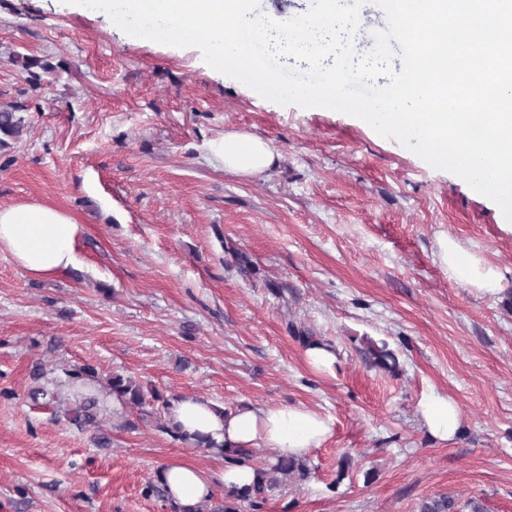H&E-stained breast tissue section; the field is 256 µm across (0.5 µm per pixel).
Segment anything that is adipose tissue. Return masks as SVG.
Masks as SVG:
<instances>
[{
	"label": "adipose tissue",
	"instance_id": "obj_1",
	"mask_svg": "<svg viewBox=\"0 0 512 512\" xmlns=\"http://www.w3.org/2000/svg\"><path fill=\"white\" fill-rule=\"evenodd\" d=\"M208 152L225 171L235 174L257 173L272 162L269 145L245 133H229L211 141ZM78 231L68 212L46 203L0 208V249L7 250L16 264L35 278H50L74 265ZM437 246L455 281L489 295L501 291L500 273L464 251L453 238L440 237ZM419 412L434 438L445 441L458 434V405L452 398L423 399ZM169 418L189 440L205 439L217 453L261 446L278 457L298 458L319 447L330 434L328 420L308 409L246 406L225 413L211 400L197 396L172 399ZM156 480L178 512H195L212 492L210 479L191 465L166 466L157 472Z\"/></svg>",
	"mask_w": 512,
	"mask_h": 512
}]
</instances>
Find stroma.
I'll use <instances>...</instances> for the list:
<instances>
[{
  "mask_svg": "<svg viewBox=\"0 0 512 512\" xmlns=\"http://www.w3.org/2000/svg\"><path fill=\"white\" fill-rule=\"evenodd\" d=\"M57 64L32 91L19 59ZM26 127L0 207L42 202L79 226L77 263L35 279L0 251V512H175L156 472L190 464L224 503L223 455L113 407L122 374L225 410L302 407L330 423L307 479L238 512H419L441 496L512 512V234L489 198L350 115L264 99L194 47L133 37L63 0H0V106ZM245 132L274 161L234 174L209 141ZM447 235L502 276L449 278ZM309 341L334 367L305 361ZM308 341V342H309ZM386 343L398 373L372 366ZM90 364L96 425L64 414ZM454 399L429 435L419 403ZM308 363L316 370L330 369L336 363L333 350L319 343H313L306 349ZM419 412L429 433L436 439L447 441L460 430L458 405L447 396H433L423 399Z\"/></svg>",
  "mask_w": 512,
  "mask_h": 512,
  "instance_id": "obj_1",
  "label": "stroma"
}]
</instances>
